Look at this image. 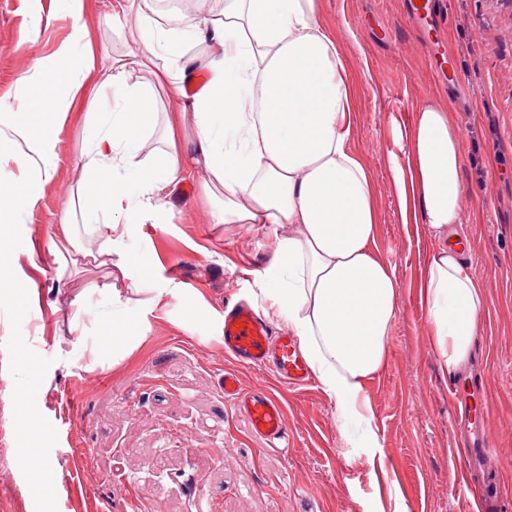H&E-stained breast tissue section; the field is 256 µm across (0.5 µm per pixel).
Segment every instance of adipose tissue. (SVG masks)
Segmentation results:
<instances>
[{
  "mask_svg": "<svg viewBox=\"0 0 512 512\" xmlns=\"http://www.w3.org/2000/svg\"><path fill=\"white\" fill-rule=\"evenodd\" d=\"M85 0H61L74 20L49 55L32 57L17 78L53 95L38 119L0 100V224L11 236L56 175L59 135L71 108L83 107L76 165V209L57 226L55 249L85 260L78 227L105 229V246L128 232L118 214H154L162 190L199 181L215 223L287 225L259 275L269 308L298 336L343 438L382 442L372 424L366 384L384 366L397 318L394 270L378 251V216L369 169L351 146L355 87L333 30L316 0H224L220 13L165 27L157 0H116L109 22L124 35L119 52L96 54L81 22ZM200 46L188 55L187 45ZM147 53H139V46ZM77 64L69 74L61 65ZM146 74L128 81V66ZM206 83L187 93L194 68ZM161 127V148L141 157ZM406 167H394L400 199L411 200L439 241L422 276L434 346L449 373L468 369L487 285L449 232L467 223L462 169L467 148L447 112L421 106L410 130Z\"/></svg>",
  "mask_w": 512,
  "mask_h": 512,
  "instance_id": "adipose-tissue-1",
  "label": "adipose tissue"
}]
</instances>
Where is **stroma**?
Returning <instances> with one entry per match:
<instances>
[{"label":"stroma","mask_w":512,"mask_h":512,"mask_svg":"<svg viewBox=\"0 0 512 512\" xmlns=\"http://www.w3.org/2000/svg\"><path fill=\"white\" fill-rule=\"evenodd\" d=\"M114 2L85 0L94 49L122 45V35L103 21ZM405 2L319 0L357 88L352 147L372 173L379 253L397 280L386 365L367 387L382 447H350L317 382L300 390L277 385L288 426L284 448H269L225 408L220 386L227 370L246 389L275 385L265 371L234 366L222 332L225 306L244 298L265 310L258 274L271 257L273 234L267 224L248 230L214 223L196 183L163 192L165 223L140 218L125 237L124 249L143 259L139 290L112 273L106 254L100 267L82 270L49 248L31 270L26 242L54 236L71 202L82 149L76 108L60 134L53 183L26 224L0 243V263L11 267L0 287V512H108L129 491L159 512H191L177 482L184 472L197 475L217 512H473L474 502L453 481L456 408L420 294L436 243L426 225L403 223L392 174L393 165L406 162L394 132L410 126L426 102L447 108L451 124L469 133L463 183L470 221L459 235L488 290L467 374L485 398L493 439L483 470L501 491L503 512H512V0H444L437 35L456 59L457 91L431 70L406 22ZM71 26L58 0H16L1 9L0 97L28 111L44 90L19 91V74L34 50L51 51ZM35 30L34 48L28 38ZM33 271L36 294L28 286ZM160 290L163 304L152 306ZM115 296L138 310L147 333L120 360L95 348L98 336L119 327ZM25 358L36 373L24 401L17 370ZM31 409L43 424L39 444L51 451L53 499L31 485L18 455L25 441L16 420ZM205 439L223 442V456L207 452ZM77 482L85 488L78 502L71 497Z\"/></svg>","instance_id":"stroma-1"}]
</instances>
